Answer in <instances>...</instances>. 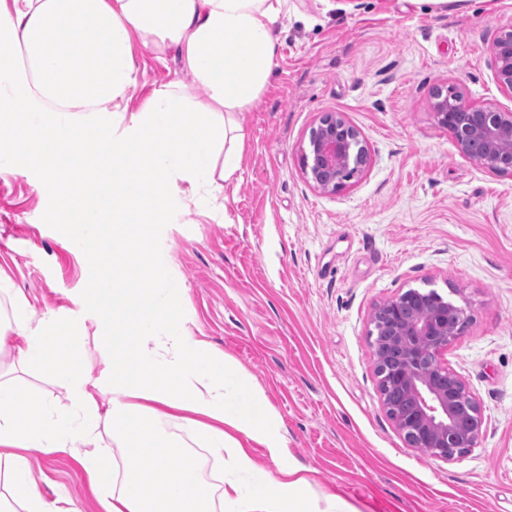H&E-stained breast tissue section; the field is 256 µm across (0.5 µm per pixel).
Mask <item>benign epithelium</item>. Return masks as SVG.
Instances as JSON below:
<instances>
[{
	"instance_id": "1",
	"label": "benign epithelium",
	"mask_w": 512,
	"mask_h": 512,
	"mask_svg": "<svg viewBox=\"0 0 512 512\" xmlns=\"http://www.w3.org/2000/svg\"><path fill=\"white\" fill-rule=\"evenodd\" d=\"M490 56L500 90L512 97L511 24L503 26ZM432 108L443 126L448 114L458 116L452 135L461 155L496 173L512 175L511 109L470 102L460 91L450 99L442 88L435 90ZM300 162L318 190L336 193L366 168L369 153L361 132L343 113L325 112L312 128ZM429 302L430 295L409 289L378 305L372 323L385 327L387 339L372 346L375 365L390 359L391 367L378 375L389 417L409 445L450 461L448 449L477 445L481 409L466 383L444 361L455 340L448 330V308L462 317L465 310L441 297L432 307ZM427 306V317H420L419 309Z\"/></svg>"
}]
</instances>
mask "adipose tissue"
<instances>
[{
	"instance_id": "obj_1",
	"label": "adipose tissue",
	"mask_w": 512,
	"mask_h": 512,
	"mask_svg": "<svg viewBox=\"0 0 512 512\" xmlns=\"http://www.w3.org/2000/svg\"><path fill=\"white\" fill-rule=\"evenodd\" d=\"M287 9L288 0H14L13 10H0V169L35 147L47 154L42 184L79 211L68 251L89 262L109 258L112 269L111 285L99 290L112 315V365L98 379L68 359L85 345L86 326H62L53 311L33 319L19 298L0 321V350L12 356L0 365V512H59L15 451L74 448L91 426L111 430L125 450L115 489L109 456L77 457L103 512H215L197 488L194 460L178 456L177 441L160 427L171 410L194 415L197 437L216 455L236 449L250 475L246 484L230 485L239 512H314L299 467L277 481L255 469L244 450L254 443L275 457L286 453L279 420L252 415L263 397L193 336L175 281L136 296V254L125 247L134 238L138 254L165 262L159 231L177 214V182L187 184L200 213L214 212L224 182L240 168V117L268 83L276 22ZM136 38L173 53L208 88V100L170 83L127 111L139 76ZM105 120L120 136L62 170L60 148ZM29 366L67 393L73 415L24 392L14 372Z\"/></svg>"
}]
</instances>
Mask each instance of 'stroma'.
<instances>
[{
	"label": "stroma",
	"instance_id": "1",
	"mask_svg": "<svg viewBox=\"0 0 512 512\" xmlns=\"http://www.w3.org/2000/svg\"><path fill=\"white\" fill-rule=\"evenodd\" d=\"M273 75L243 115L241 165L225 208L182 196L161 242L194 336L259 391L279 417L286 459L254 445L280 478L304 467L311 497L348 512H512V176L461 155L431 108L438 86L512 109L490 47L512 0H289ZM136 110L173 81L204 88L173 54L133 41ZM357 127L369 164L335 194L300 156L322 113ZM40 159L0 171V274L29 302L81 314L89 272L66 248L67 210L39 179ZM464 307L448 366L481 408L476 447L444 461L411 447L386 413L371 316L408 289ZM79 451L30 448L36 489L71 512H101Z\"/></svg>",
	"mask_w": 512,
	"mask_h": 512
}]
</instances>
